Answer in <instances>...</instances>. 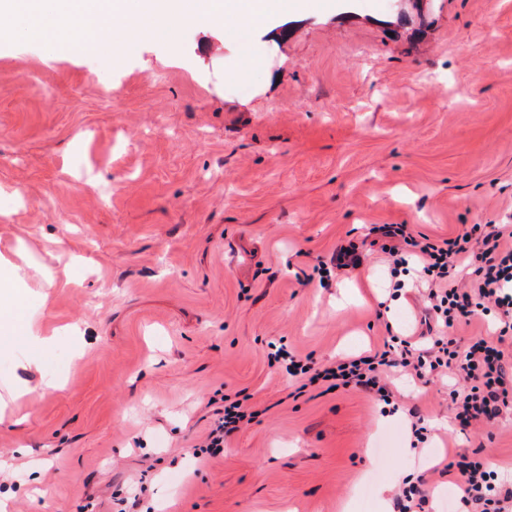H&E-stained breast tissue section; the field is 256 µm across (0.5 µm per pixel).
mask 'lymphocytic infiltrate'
Returning <instances> with one entry per match:
<instances>
[{
  "mask_svg": "<svg viewBox=\"0 0 512 512\" xmlns=\"http://www.w3.org/2000/svg\"><path fill=\"white\" fill-rule=\"evenodd\" d=\"M372 231L391 257L393 273L416 267L428 287L426 344L392 333L381 350L332 366L297 358L284 348L276 350L275 360L303 385L321 382L331 391L352 387L382 397L387 394L383 380L390 369H401L417 379L453 369L463 380L460 388L449 393L460 429L496 420L503 408L512 405V374L498 347L512 335V225H494L479 237L467 230L439 244L418 240L403 224L376 225ZM464 264L473 268V287L450 286V279ZM492 308L499 317L495 336H479L460 347L454 329L471 324ZM254 417L243 403L225 406L204 444L195 448V456L223 452L225 437ZM443 471L458 493L462 512H512V487L498 484L496 472L487 468L478 453H455Z\"/></svg>",
  "mask_w": 512,
  "mask_h": 512,
  "instance_id": "1",
  "label": "lymphocytic infiltrate"
}]
</instances>
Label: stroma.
<instances>
[{"mask_svg":"<svg viewBox=\"0 0 512 512\" xmlns=\"http://www.w3.org/2000/svg\"><path fill=\"white\" fill-rule=\"evenodd\" d=\"M250 41L256 69L217 27L117 57L0 41V254L55 335L36 365L0 350V395L31 389L0 420V512H118L141 483L144 512H388L415 469L448 512L437 470L473 449L512 480V413L459 431L454 373L297 397L268 359L420 332L371 225L512 224V0H313ZM348 243L361 265L322 287ZM241 399L254 421L196 461Z\"/></svg>","mask_w":512,"mask_h":512,"instance_id":"obj_1","label":"stroma"}]
</instances>
